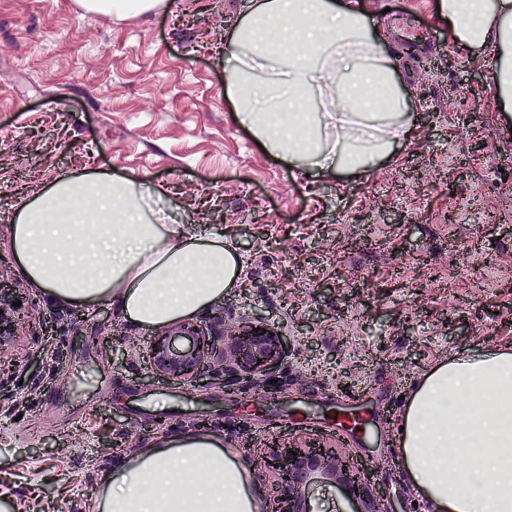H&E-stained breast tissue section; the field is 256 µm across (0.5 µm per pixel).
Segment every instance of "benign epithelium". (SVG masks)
<instances>
[{
  "label": "benign epithelium",
  "instance_id": "benign-epithelium-1",
  "mask_svg": "<svg viewBox=\"0 0 512 512\" xmlns=\"http://www.w3.org/2000/svg\"><path fill=\"white\" fill-rule=\"evenodd\" d=\"M24 301L21 289L0 270V353L14 342L21 324ZM184 345L176 347L172 340ZM287 339L281 331L260 321L224 328L216 339L192 323L166 328L149 347L146 357L151 374L173 381H194L207 366L214 371L233 366L245 373H269L287 354ZM264 463L274 480L268 512H317L312 505L315 488H333L347 504L335 512H392L385 499L358 467L349 451L335 442L310 438L301 447L274 443Z\"/></svg>",
  "mask_w": 512,
  "mask_h": 512
}]
</instances>
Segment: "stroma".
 I'll return each instance as SVG.
<instances>
[{"label": "stroma", "mask_w": 512, "mask_h": 512, "mask_svg": "<svg viewBox=\"0 0 512 512\" xmlns=\"http://www.w3.org/2000/svg\"><path fill=\"white\" fill-rule=\"evenodd\" d=\"M437 4L363 0L407 133L364 173L326 177L234 118L224 41L245 0H160L129 18L0 0V268L25 290L16 350L33 355L0 386V512H98L131 456L202 421L266 497L270 443L336 434L335 404L311 412L303 398L350 393L364 421L349 451L392 512H433L402 461L407 400L444 360L512 349V112L494 95L493 47L460 49ZM388 6L419 8L431 55L395 41ZM87 172L134 179L171 223L223 235L241 274L194 321L278 325L283 363L162 382L142 359L156 329L30 287L12 222L52 176Z\"/></svg>", "instance_id": "stroma-1"}]
</instances>
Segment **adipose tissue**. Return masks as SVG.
Instances as JSON below:
<instances>
[{"label": "adipose tissue", "instance_id": "ef3b65f1", "mask_svg": "<svg viewBox=\"0 0 512 512\" xmlns=\"http://www.w3.org/2000/svg\"><path fill=\"white\" fill-rule=\"evenodd\" d=\"M455 41L493 44L495 95L512 110V0H439ZM281 45L271 47L267 36ZM226 90L237 121L286 160L321 173L358 174L392 154L407 101L357 0H248L229 33ZM132 179L67 174L16 214L10 248L52 300L115 302L127 322L160 327L223 297L241 273L216 233L147 217ZM492 385L496 394L484 399ZM404 463L438 512H512V350L438 364L402 425ZM466 450L459 471L448 457ZM99 512H260L243 463L210 435L144 449L100 493Z\"/></svg>", "mask_w": 512, "mask_h": 512}]
</instances>
